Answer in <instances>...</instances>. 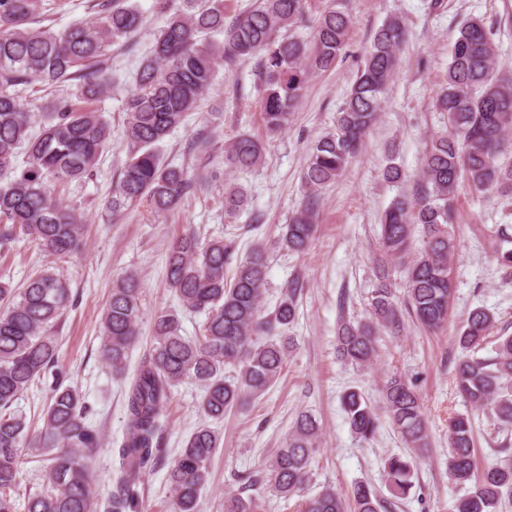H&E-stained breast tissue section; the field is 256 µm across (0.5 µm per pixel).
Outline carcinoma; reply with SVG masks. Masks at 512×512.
I'll list each match as a JSON object with an SVG mask.
<instances>
[{
  "instance_id": "obj_1",
  "label": "carcinoma",
  "mask_w": 512,
  "mask_h": 512,
  "mask_svg": "<svg viewBox=\"0 0 512 512\" xmlns=\"http://www.w3.org/2000/svg\"><path fill=\"white\" fill-rule=\"evenodd\" d=\"M170 16L136 76V87L124 104L125 132L132 145L112 197L106 202L118 216L146 200L157 212L175 208L203 182L183 168L161 161L157 145L182 125L199 99L213 86L216 67L259 58L263 76L262 119L273 135L288 123L311 74L333 69L346 47L352 20L336 7L310 19L307 0H258L241 18L224 23V0H164ZM42 0H0V244L19 234L48 254L66 258L83 245L84 224L77 209L58 201V190L90 178L112 135L101 113L85 106L108 88L112 46L128 42L144 22L133 0H97L92 19L62 31L41 26ZM312 26L305 40L295 31ZM222 35L219 41L215 36ZM405 28L385 22L363 57L333 131L308 152L302 209L283 225L272 243L261 242L242 260L222 239L201 243L192 232L170 246L166 277L186 310L206 315L198 336L182 335L181 317L161 312L153 319L151 350L140 360L126 396V423L118 450L119 493L110 512H131L144 465L159 444L163 407L173 387L186 381L202 390V410L215 421L264 395L281 377L292 346L282 335L297 316L304 285L291 281L273 311L262 310L268 285L270 250L304 252L316 232L314 216L320 190L346 171L373 125L398 64ZM38 82L49 92L39 135L30 132L33 104L23 93ZM68 87L66 97L57 88ZM436 107L448 113V128L432 137L422 159L419 187L412 198L399 197L380 217L382 262L371 302L370 320L340 324V355L357 365L375 356L379 331L401 330V313L388 270L396 262L403 273L405 309L426 329L448 320L452 291L451 261L456 242L454 199L460 181L477 192L496 190L512 198V77L497 68L496 45L481 18L464 20L448 60L445 83ZM25 150L26 166L15 159ZM265 145L251 135L236 137L224 150L228 166L249 170L262 160ZM243 188H224L229 215L243 210ZM421 233L423 246L412 249ZM504 278L512 279V233L495 230ZM234 268L232 278L226 272ZM72 302L70 284L46 269L24 287L0 282V512H16L7 495L17 478L18 458L26 445H38L51 456L47 485L27 499L25 512H93L86 460L100 447L86 423L87 406L78 391L61 383L53 388L43 427L31 434L26 418L12 404L35 379L56 366L58 345L51 329ZM140 288L126 277L112 288L101 319V357L112 374L126 375L130 348L139 336ZM496 327L487 309L472 310L458 336L466 354L455 364L459 392L477 410H489L498 431L512 425V336L497 337L495 355L476 356ZM385 412L412 456L387 462L388 490L406 497L414 486L415 459L428 444L427 421L412 381L398 374L382 388ZM351 431L369 440L378 431V414L362 392L349 389L342 398ZM219 436L208 425L185 441L169 470L174 512H197L200 490ZM320 448L316 419L302 413L288 437L259 474L239 477L240 493L224 501V512H260L261 495L289 499L312 479ZM448 475L470 484L453 512H494L512 496V462L477 471L472 421L457 416L448 424ZM384 501L367 484L354 485L351 500L331 486L304 501L301 512H381Z\"/></svg>"
}]
</instances>
